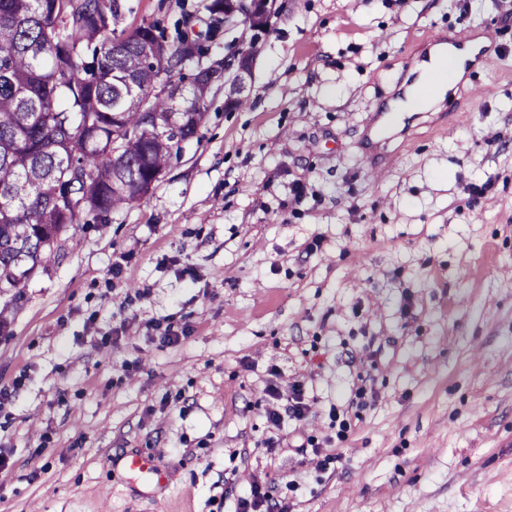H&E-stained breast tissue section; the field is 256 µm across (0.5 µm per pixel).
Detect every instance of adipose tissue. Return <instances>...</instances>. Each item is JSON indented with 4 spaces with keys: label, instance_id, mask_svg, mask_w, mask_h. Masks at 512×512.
Wrapping results in <instances>:
<instances>
[{
    "label": "adipose tissue",
    "instance_id": "1",
    "mask_svg": "<svg viewBox=\"0 0 512 512\" xmlns=\"http://www.w3.org/2000/svg\"><path fill=\"white\" fill-rule=\"evenodd\" d=\"M463 73V66L452 46L439 45L424 64L420 80L412 86L405 99L391 103L394 112H415L444 96L448 86Z\"/></svg>",
    "mask_w": 512,
    "mask_h": 512
}]
</instances>
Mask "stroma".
<instances>
[{
	"instance_id": "1",
	"label": "stroma",
	"mask_w": 512,
	"mask_h": 512,
	"mask_svg": "<svg viewBox=\"0 0 512 512\" xmlns=\"http://www.w3.org/2000/svg\"><path fill=\"white\" fill-rule=\"evenodd\" d=\"M200 2L126 22L173 40ZM281 2L247 105L216 90L154 189L29 281L0 512H236L256 484L288 512H512V0ZM486 33L484 98L380 129L437 37ZM287 404L285 411L288 412V418L301 421L307 414L308 404L305 401L301 385L295 384L286 398Z\"/></svg>"
}]
</instances>
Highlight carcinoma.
I'll return each instance as SVG.
<instances>
[{"label": "carcinoma", "instance_id": "cac0c4a2", "mask_svg": "<svg viewBox=\"0 0 512 512\" xmlns=\"http://www.w3.org/2000/svg\"><path fill=\"white\" fill-rule=\"evenodd\" d=\"M202 2L213 37L226 0ZM132 12L129 0H0V333L69 228L112 223L200 138L215 87L208 46L129 27ZM146 112L176 132L140 131Z\"/></svg>", "mask_w": 512, "mask_h": 512}]
</instances>
